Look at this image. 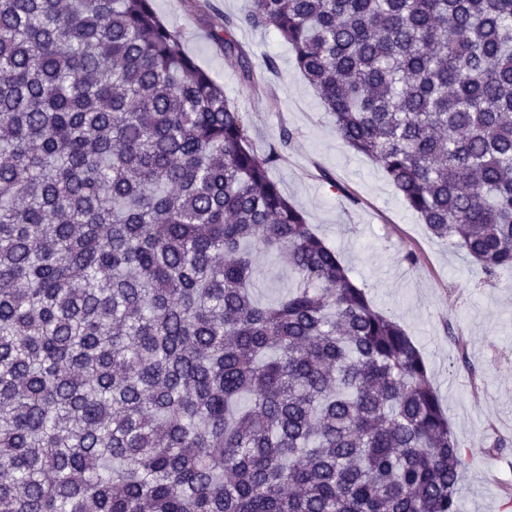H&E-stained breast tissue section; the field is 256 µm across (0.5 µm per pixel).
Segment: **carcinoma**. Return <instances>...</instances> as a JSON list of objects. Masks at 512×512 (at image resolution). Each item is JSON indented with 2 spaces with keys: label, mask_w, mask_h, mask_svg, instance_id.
<instances>
[{
  "label": "carcinoma",
  "mask_w": 512,
  "mask_h": 512,
  "mask_svg": "<svg viewBox=\"0 0 512 512\" xmlns=\"http://www.w3.org/2000/svg\"><path fill=\"white\" fill-rule=\"evenodd\" d=\"M437 238L512 270V0H253ZM226 20L210 38L257 81ZM152 0H0V512H460L420 349ZM295 284L256 297L254 256Z\"/></svg>",
  "instance_id": "cac0c4a2"
}]
</instances>
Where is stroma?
I'll use <instances>...</instances> for the list:
<instances>
[{
	"instance_id": "1",
	"label": "stroma",
	"mask_w": 512,
	"mask_h": 512,
	"mask_svg": "<svg viewBox=\"0 0 512 512\" xmlns=\"http://www.w3.org/2000/svg\"><path fill=\"white\" fill-rule=\"evenodd\" d=\"M185 50L246 112L253 149L265 153L281 129L293 134L269 172L282 193L336 249L373 306L420 348L450 427L466 448L462 512H512V272L489 279L481 266L432 235L379 165L336 137L334 120L299 71L295 53L271 30L239 19L249 0H154ZM234 20L235 39L263 86L256 95L236 62L208 37ZM274 63L262 69L264 59ZM412 250L416 264L401 259ZM505 440V449L493 447Z\"/></svg>"
}]
</instances>
